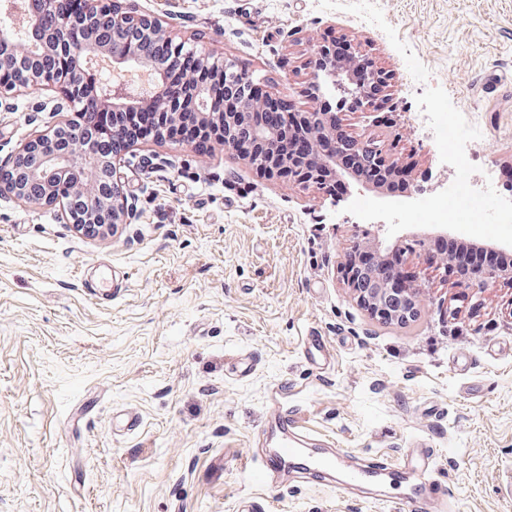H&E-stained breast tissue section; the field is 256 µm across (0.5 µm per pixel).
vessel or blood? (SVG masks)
<instances>
[{"instance_id": "1", "label": "vessel or blood", "mask_w": 512, "mask_h": 512, "mask_svg": "<svg viewBox=\"0 0 512 512\" xmlns=\"http://www.w3.org/2000/svg\"><path fill=\"white\" fill-rule=\"evenodd\" d=\"M302 353L307 363L324 370L329 368L334 350L325 337L311 332L302 339ZM270 417L281 430V447L258 450L246 449L247 457L257 460V474L266 482L288 478L293 484H319L326 475L337 474L341 491L386 482L396 486L393 500L397 512H457L452 497L432 476L433 457L430 449H410V462L392 464L379 458L367 457L360 464H350V452L344 448H325L319 454H307L305 448L314 438L304 431L298 414L280 403L274 404Z\"/></svg>"}]
</instances>
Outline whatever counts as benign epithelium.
I'll list each match as a JSON object with an SVG mask.
<instances>
[{
    "label": "benign epithelium",
    "instance_id": "obj_1",
    "mask_svg": "<svg viewBox=\"0 0 512 512\" xmlns=\"http://www.w3.org/2000/svg\"><path fill=\"white\" fill-rule=\"evenodd\" d=\"M37 3L40 5L37 11H21L22 32L14 34L4 25L0 27V71L24 72L20 81H0V98L18 88L49 86L58 88L62 97L50 109L52 123L48 129L15 152V156L23 158V166L16 168L12 159L7 163L13 175L0 178V197L57 209L80 234L105 238L118 225L132 223L136 205L121 192L106 198L96 190L95 181L105 175L112 184L121 186L117 171L97 149L99 132L69 118L65 105L77 104L81 113L93 108L115 115L152 107L166 112L169 122H178L181 109L168 98L165 73L178 63L188 42L175 41L157 19L134 16L102 0H88L79 16L67 15L69 5L65 0H37ZM345 51V57L340 59L331 41L323 40L315 45L310 61L313 77L323 76L336 91V104L343 112L377 107L378 99L367 95L350 76V67L361 63L364 55L349 42L345 43ZM48 56L62 57L66 66L59 71L43 69L42 62ZM197 63L203 69L213 70L212 80L188 85L189 109L202 125L224 132V141L229 142L247 123V115L258 106L250 94L252 81L234 71L232 63L213 53H197ZM103 64L116 74L131 69L154 73L157 84L124 79L110 82L103 77L100 69ZM221 90L226 99L225 109L215 114L209 108V99ZM299 116L312 135L336 131L334 112H301ZM249 135L255 154L244 161L261 174L275 180H296L316 187L324 196H334L331 187L322 180L321 170L301 171L295 168L296 161L291 155L278 151L277 144L286 136L281 125L254 126L249 129ZM346 152L354 154L366 168L402 169L384 141L346 136L336 141V153L324 160L332 175L340 179L357 176L352 170L336 169V154ZM33 185L41 188L35 198L28 194V188ZM473 278L484 287L499 283L512 285V268L485 269ZM349 284L358 302L372 316L385 322H407L417 314L419 290L415 285L393 288L372 272L362 273L357 280L349 279Z\"/></svg>",
    "mask_w": 512,
    "mask_h": 512
}]
</instances>
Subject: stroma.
<instances>
[{"label":"stroma","instance_id":"35a3bbf8","mask_svg":"<svg viewBox=\"0 0 512 512\" xmlns=\"http://www.w3.org/2000/svg\"><path fill=\"white\" fill-rule=\"evenodd\" d=\"M228 58L272 97L316 110L310 51L334 35L392 79L398 197L350 184L266 179L224 146L148 141L116 165L140 217L90 239L59 211L0 197V512H392L384 492L272 487L244 456L276 388L308 433L403 463L434 451L459 512H512V287L443 275L408 255L422 300L406 323L373 318L340 272L354 245H405L480 224H409L441 165L424 112L481 132L477 163L512 168V0H116ZM56 89L0 102V164L48 127ZM145 154L170 160L147 173ZM122 285L92 299L82 272ZM325 336L324 372L301 357ZM137 421L125 426L127 417ZM302 353L304 359L311 366L325 370L330 367L334 357V350L324 336H319L314 331H309L302 339Z\"/></svg>","mask_w":512,"mask_h":512}]
</instances>
